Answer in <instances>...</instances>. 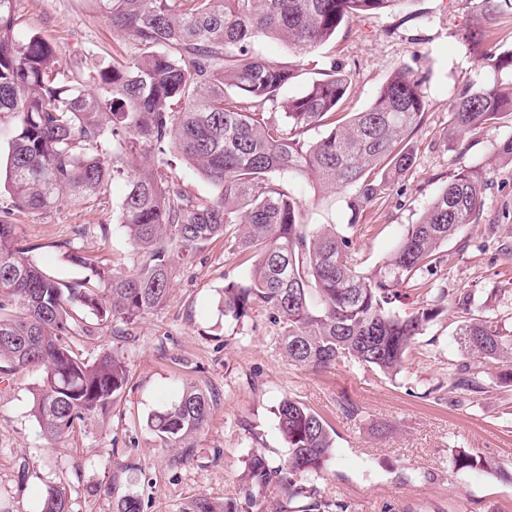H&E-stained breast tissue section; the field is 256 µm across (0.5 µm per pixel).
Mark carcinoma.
<instances>
[{
	"label": "carcinoma",
	"mask_w": 512,
	"mask_h": 512,
	"mask_svg": "<svg viewBox=\"0 0 512 512\" xmlns=\"http://www.w3.org/2000/svg\"><path fill=\"white\" fill-rule=\"evenodd\" d=\"M406 0H98L112 27L132 48L92 78L98 95L66 76L54 45L37 33L15 37V0H0V116L14 124L8 136L5 189L10 206L46 211L68 193L73 203L127 176L120 224L141 254L137 266L116 271L75 248L68 260L90 276L64 282L32 259L17 225L0 221V363L38 368L31 412L50 441L106 418L129 382L124 355L104 350L94 361L68 339L83 326L76 309L90 310L126 336L143 315L162 307L179 264L193 260L231 224L238 246L259 260L246 284L224 287V317L239 320L255 306L284 325L282 348L305 369L354 362L393 376L423 326L442 313L448 296L409 315L392 311L401 288L439 259L440 248L481 218L484 180L463 169L431 200L400 244L377 269L350 263V236L336 226L307 231L302 200L284 182L312 174L325 190L351 189V207L377 196L375 172L398 178L414 164L410 141L422 126L421 81L396 71L362 112L336 118L350 78L332 67L284 97L301 76L288 62L269 59L259 38L280 41L298 55L336 36L352 15L392 9ZM486 19L512 14V0H476ZM482 69L493 82L470 84L459 97L446 135L460 139L476 128H496L512 115V49H484V31L469 28ZM325 127L317 139L310 130ZM175 158L194 167L217 189L200 200L162 177ZM466 361L455 366L452 388L479 393L489 379L512 387V326L498 314L470 318L456 331ZM211 399L193 386L148 419L161 448H192L206 423ZM288 459L278 467L252 455L242 474L252 499L279 487L287 502L272 512H349L343 500L321 495L335 439L322 416L286 398L277 409ZM455 471L493 470L512 482V466L478 452L454 454ZM41 512H70L65 487L48 486ZM116 512H143L139 496L125 494ZM192 512H249L235 501L196 498Z\"/></svg>",
	"instance_id": "carcinoma-1"
}]
</instances>
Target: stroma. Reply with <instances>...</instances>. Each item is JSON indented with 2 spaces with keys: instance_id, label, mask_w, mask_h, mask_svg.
<instances>
[{
  "instance_id": "obj_1",
  "label": "stroma",
  "mask_w": 512,
  "mask_h": 512,
  "mask_svg": "<svg viewBox=\"0 0 512 512\" xmlns=\"http://www.w3.org/2000/svg\"><path fill=\"white\" fill-rule=\"evenodd\" d=\"M15 17L17 38L42 35L57 47L62 70L83 81L131 44L102 17L96 0H16ZM469 26L484 27L488 48L512 47L511 14L486 24L475 0H409L399 10L352 16L335 39L303 56L290 57L275 41L262 48L266 56L294 59L306 80L342 66L351 76L343 115L369 107L401 67L422 77L426 114L406 175L387 181L356 211L350 191H323L307 177L289 187L301 198L307 223L348 229L352 261L369 271L393 252L407 225L454 174L481 170L487 180L482 218L442 248L441 263L423 272L418 284L452 294L471 290L475 309L491 314L512 308V258L501 250L500 230L512 224V164L495 150L512 136V120L470 131L459 144L445 138L458 90L488 78L463 39ZM125 191V179L116 178L82 204L63 201L47 213L13 210L7 219L33 246V259L57 278L89 274L67 260L72 247L128 270L139 256L118 221ZM255 261L233 238L213 240L177 269L167 304L144 315L126 336L113 335L91 312L79 310L88 331L71 339L73 350L92 361L103 349L119 347L129 384L107 421L85 423L66 442L43 438L31 414L39 370L1 365L0 512H41L54 483L66 486L71 512H115L118 494L127 492L140 496L144 512H190L200 495L244 501L248 488L240 474L247 458L259 453L278 466L288 457L276 408L289 397L331 426L335 451L318 487L324 497L348 502L352 512H512L511 482L448 468L453 453L468 449L512 464V387L463 394L448 381L463 360L456 340L461 310L449 307L425 326L395 377L342 364L303 369L284 356L283 328L271 312L258 309L234 321L221 311L225 285L245 283ZM191 385L213 402L185 457L180 449L156 447L147 420ZM349 402L357 416L344 412ZM127 462L135 471L118 493L108 492L113 468Z\"/></svg>"
}]
</instances>
